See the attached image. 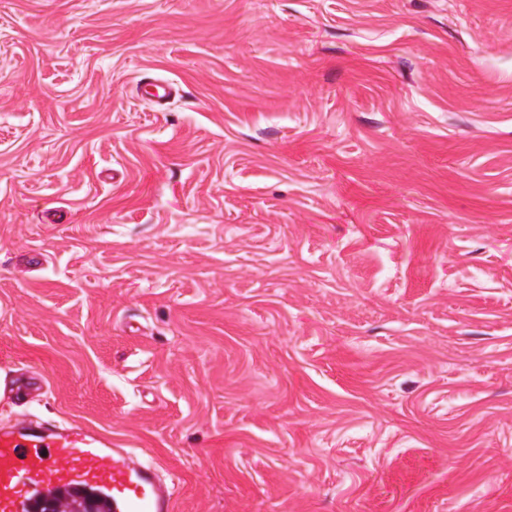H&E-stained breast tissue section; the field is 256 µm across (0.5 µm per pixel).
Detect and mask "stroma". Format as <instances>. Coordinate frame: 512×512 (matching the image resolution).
<instances>
[{
    "instance_id": "1",
    "label": "stroma",
    "mask_w": 512,
    "mask_h": 512,
    "mask_svg": "<svg viewBox=\"0 0 512 512\" xmlns=\"http://www.w3.org/2000/svg\"><path fill=\"white\" fill-rule=\"evenodd\" d=\"M0 374L176 512H512V0H0Z\"/></svg>"
}]
</instances>
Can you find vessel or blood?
I'll list each match as a JSON object with an SVG mask.
<instances>
[{
	"label": "vessel or blood",
	"instance_id": "vessel-or-blood-1",
	"mask_svg": "<svg viewBox=\"0 0 512 512\" xmlns=\"http://www.w3.org/2000/svg\"><path fill=\"white\" fill-rule=\"evenodd\" d=\"M174 487L173 475L88 425L0 427V512H32L38 499L72 491L110 512H174Z\"/></svg>",
	"mask_w": 512,
	"mask_h": 512
}]
</instances>
